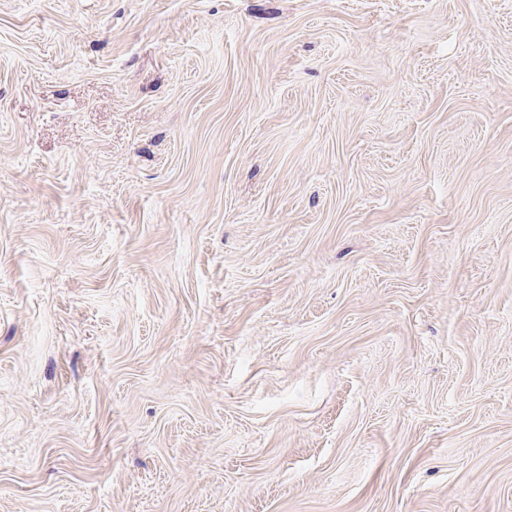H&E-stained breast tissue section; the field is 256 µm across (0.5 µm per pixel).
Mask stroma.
Segmentation results:
<instances>
[{
	"label": "stroma",
	"instance_id": "obj_1",
	"mask_svg": "<svg viewBox=\"0 0 512 512\" xmlns=\"http://www.w3.org/2000/svg\"><path fill=\"white\" fill-rule=\"evenodd\" d=\"M0 512H512V0H0Z\"/></svg>",
	"mask_w": 512,
	"mask_h": 512
}]
</instances>
